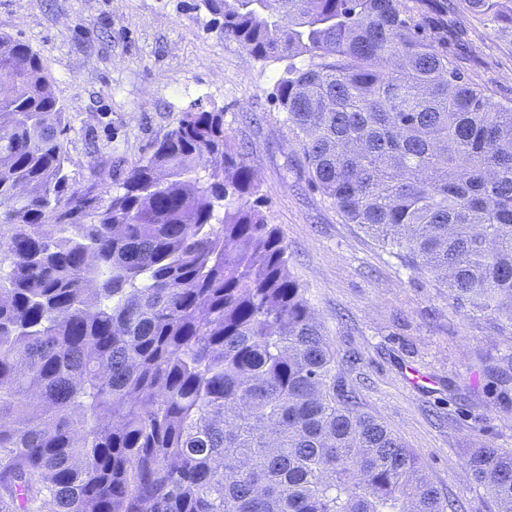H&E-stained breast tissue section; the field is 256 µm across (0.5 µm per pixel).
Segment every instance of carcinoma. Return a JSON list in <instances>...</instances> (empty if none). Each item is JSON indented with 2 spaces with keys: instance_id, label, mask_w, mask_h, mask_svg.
Returning <instances> with one entry per match:
<instances>
[{
  "instance_id": "1",
  "label": "carcinoma",
  "mask_w": 512,
  "mask_h": 512,
  "mask_svg": "<svg viewBox=\"0 0 512 512\" xmlns=\"http://www.w3.org/2000/svg\"><path fill=\"white\" fill-rule=\"evenodd\" d=\"M417 3L210 7L288 62L284 122L347 222L512 329V107L465 79L451 0ZM64 120L1 33L0 512H457L336 374L223 111L184 113L105 198L69 185ZM466 466L512 512V452Z\"/></svg>"
}]
</instances>
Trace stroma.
<instances>
[{
	"instance_id": "35a3bbf8",
	"label": "stroma",
	"mask_w": 512,
	"mask_h": 512,
	"mask_svg": "<svg viewBox=\"0 0 512 512\" xmlns=\"http://www.w3.org/2000/svg\"><path fill=\"white\" fill-rule=\"evenodd\" d=\"M463 20L470 83L512 105V29ZM0 32L42 57L65 108L77 188L116 190L191 105L223 110L342 382L464 512H496L465 460L487 444L512 451V384L488 372L512 355V331L457 308L433 274L403 266L316 187L275 98L284 62L256 60L225 37L209 0H0ZM408 365L434 386L413 390Z\"/></svg>"
}]
</instances>
